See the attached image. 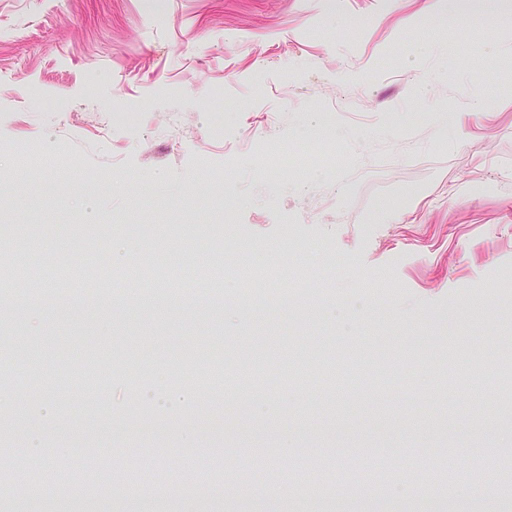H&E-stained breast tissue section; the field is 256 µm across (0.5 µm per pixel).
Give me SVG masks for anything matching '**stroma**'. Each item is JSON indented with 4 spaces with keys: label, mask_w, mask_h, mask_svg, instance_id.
<instances>
[{
    "label": "stroma",
    "mask_w": 512,
    "mask_h": 512,
    "mask_svg": "<svg viewBox=\"0 0 512 512\" xmlns=\"http://www.w3.org/2000/svg\"><path fill=\"white\" fill-rule=\"evenodd\" d=\"M17 142L40 165L22 175L0 158L1 249L32 244V264L54 268L103 248L115 271L142 247L197 270L267 251L308 297L161 303L128 283L109 304L0 302V352L40 384L0 390V512H309L284 470L359 483L366 445L415 474L382 484L385 512H415V486L451 451L512 445L494 358L512 354V8L0 0V149ZM274 151L297 153L303 180L268 170ZM456 343L483 354L477 382ZM93 351L104 402L86 417L71 394ZM214 364L253 372V393L208 380ZM211 412L223 429L181 424ZM134 420L149 437H118ZM243 423L262 437L233 436ZM338 433L350 451L327 449ZM271 458L280 469L253 485L249 464ZM187 461L208 489L190 504ZM46 465L60 474L48 490L32 484ZM503 485L488 470L454 506L512 512Z\"/></svg>",
    "instance_id": "obj_1"
}]
</instances>
